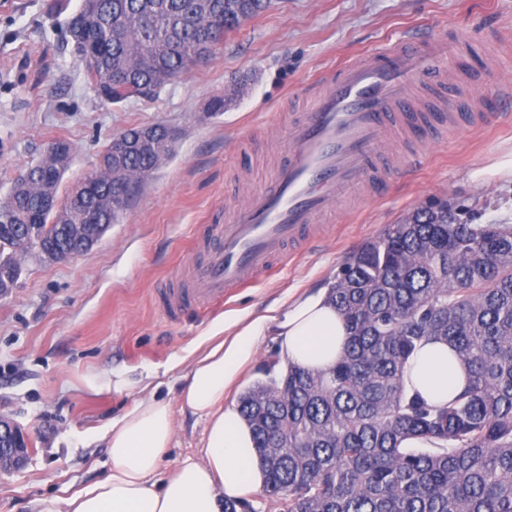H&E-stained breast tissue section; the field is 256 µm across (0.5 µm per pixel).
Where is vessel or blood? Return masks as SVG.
<instances>
[{"instance_id": "obj_1", "label": "vessel or blood", "mask_w": 512, "mask_h": 512, "mask_svg": "<svg viewBox=\"0 0 512 512\" xmlns=\"http://www.w3.org/2000/svg\"><path fill=\"white\" fill-rule=\"evenodd\" d=\"M472 55L444 38L410 35L317 82L288 131L286 158L270 186L253 193L228 224L213 225L217 243L189 280L162 291L169 315L221 301L286 260L288 246L312 233L347 192L367 185L372 195L381 194L383 182L369 176L384 132L418 143L459 122L511 120L512 87L488 68H472ZM463 82L487 89L485 106L461 94Z\"/></svg>"}]
</instances>
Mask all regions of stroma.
<instances>
[{
	"label": "stroma",
	"instance_id": "35a3bbf8",
	"mask_svg": "<svg viewBox=\"0 0 512 512\" xmlns=\"http://www.w3.org/2000/svg\"><path fill=\"white\" fill-rule=\"evenodd\" d=\"M46 2L0 0V198L55 138L75 146L66 185L95 171L126 127L161 122L178 139L89 253L61 262L28 254L15 286L0 294V416L32 442L22 467L0 472V512H38L44 496L64 498L100 479L108 456L102 429L151 391L171 402L175 417L163 472L200 456L206 423L182 406L181 371L172 360L288 289L330 287L349 255L385 225L443 202L473 223L512 225V180L481 174L512 154V121L416 146L388 140L381 173H409L392 180L384 196H347L272 274L172 320L160 289L214 245L210 225L268 186L306 90L411 30L489 42L497 79L512 83V0H273L159 97L119 104L100 99L67 41V19L80 0H64L52 18ZM231 84L239 87L236 101L208 112V102ZM285 364L276 337L265 336L230 401Z\"/></svg>",
	"mask_w": 512,
	"mask_h": 512
}]
</instances>
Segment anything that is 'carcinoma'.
Segmentation results:
<instances>
[{
	"mask_svg": "<svg viewBox=\"0 0 512 512\" xmlns=\"http://www.w3.org/2000/svg\"><path fill=\"white\" fill-rule=\"evenodd\" d=\"M267 0H81L74 53L111 103L152 99L209 59L224 33L265 12ZM215 17L224 25L201 30ZM156 144L63 206L71 224H114L170 156ZM68 161L49 152L0 202V285L16 281V237L38 217L41 243L61 246L41 188L59 191ZM327 298L350 333L344 356L322 371L290 363L248 387L238 409L253 433L264 492L278 512H512V233L497 224L448 223L418 209L354 251ZM447 343L467 387L430 405L404 387L419 345ZM418 440L430 448H410Z\"/></svg>",
	"mask_w": 512,
	"mask_h": 512,
	"instance_id": "1",
	"label": "carcinoma"
}]
</instances>
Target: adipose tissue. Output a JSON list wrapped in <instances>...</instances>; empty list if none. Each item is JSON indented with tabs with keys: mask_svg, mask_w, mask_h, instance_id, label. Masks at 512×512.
Returning a JSON list of instances; mask_svg holds the SVG:
<instances>
[{
	"mask_svg": "<svg viewBox=\"0 0 512 512\" xmlns=\"http://www.w3.org/2000/svg\"><path fill=\"white\" fill-rule=\"evenodd\" d=\"M275 331L283 355L313 371L341 358L346 324L325 289H294L265 313L224 322L187 350L179 400L207 422L200 458L186 457L173 473L161 461L175 435L171 403L155 396L134 401L105 427V475L72 495L40 499L38 512H224V502L258 491L264 474L250 428L226 393L238 386L262 336ZM467 368L448 344L425 343L409 360L407 393L444 404L466 385Z\"/></svg>",
	"mask_w": 512,
	"mask_h": 512,
	"instance_id": "obj_1",
	"label": "adipose tissue"
}]
</instances>
